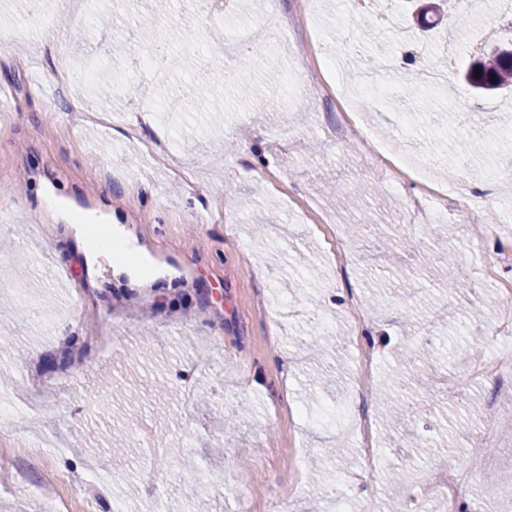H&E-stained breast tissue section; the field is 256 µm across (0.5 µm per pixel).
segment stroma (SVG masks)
<instances>
[{"instance_id": "35a3bbf8", "label": "stroma", "mask_w": 512, "mask_h": 512, "mask_svg": "<svg viewBox=\"0 0 512 512\" xmlns=\"http://www.w3.org/2000/svg\"><path fill=\"white\" fill-rule=\"evenodd\" d=\"M306 8L348 82L387 51L407 56L365 126L439 158V174L483 192L504 231L459 220L451 191L415 205V184L390 185L356 137L337 139L346 116L317 75ZM51 10L41 20L0 0V512H148L174 499L181 512H333L337 499L348 512H405L409 501L444 512L440 493L402 473L461 454L478 467L468 512H512L485 484L512 482V417L477 418L512 401V381L477 374L481 336L512 353L497 301L512 268L484 261L512 252V94L465 97L452 121L444 94L394 103L430 56L480 52L491 13L471 17L460 46L451 20L427 32L409 21L402 36L385 21L397 8L383 15L367 0H259L253 15L211 0H53ZM271 14L263 53L242 64L226 30ZM105 67L124 75L121 90ZM66 70L103 121L75 120L54 79ZM173 84L183 101L171 118L160 99ZM358 186L362 209L333 204ZM438 223L448 235L437 245L465 283L453 295L424 271ZM108 227L122 257L83 246ZM361 315L378 381L404 344L434 366L405 376L411 409L392 430L377 393L352 397ZM66 323L78 343L60 336ZM359 414L378 470L355 481L359 447L345 426ZM425 440L438 446L428 459ZM335 444L347 456L324 459Z\"/></svg>"}]
</instances>
